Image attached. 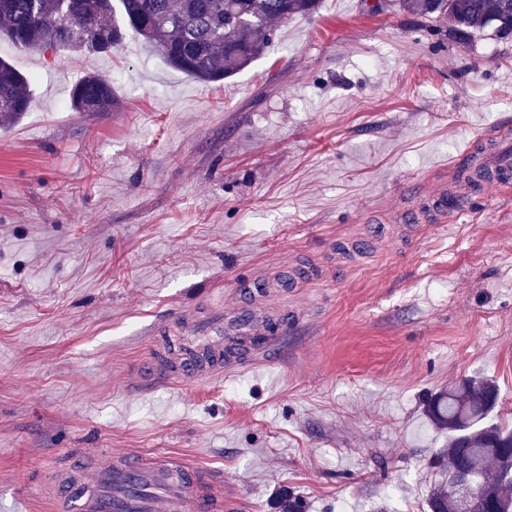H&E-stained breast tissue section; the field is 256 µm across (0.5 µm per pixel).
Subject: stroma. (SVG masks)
I'll use <instances>...</instances> for the list:
<instances>
[{
    "instance_id": "35a3bbf8",
    "label": "stroma",
    "mask_w": 512,
    "mask_h": 512,
    "mask_svg": "<svg viewBox=\"0 0 512 512\" xmlns=\"http://www.w3.org/2000/svg\"><path fill=\"white\" fill-rule=\"evenodd\" d=\"M34 105L0 126V512H56L52 463L160 449L224 471L235 512H428L426 398L493 378L512 428V196L457 233L408 220L463 148L512 138V41L461 43L399 0H320L204 83L128 34L107 55L0 40ZM89 73L109 112L62 107ZM299 322L273 360L156 386L167 320Z\"/></svg>"
}]
</instances>
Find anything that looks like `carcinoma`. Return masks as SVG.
Segmentation results:
<instances>
[{
	"mask_svg": "<svg viewBox=\"0 0 512 512\" xmlns=\"http://www.w3.org/2000/svg\"><path fill=\"white\" fill-rule=\"evenodd\" d=\"M428 21H448L467 43L490 28L512 29V0H400ZM318 0H0V37L29 52L110 53L132 30L172 68L196 80L219 82L248 67L272 39L274 27L310 16ZM30 78L0 57V121L30 111ZM112 81L90 74L73 85L75 112H110ZM499 390L484 376L451 384L427 400L430 425L448 433L432 465L442 472L427 495L429 512H456V488L475 474L489 492L466 503L468 512H512V429L487 421ZM279 512H302L294 493L281 492Z\"/></svg>",
	"mask_w": 512,
	"mask_h": 512,
	"instance_id": "1",
	"label": "carcinoma"
}]
</instances>
